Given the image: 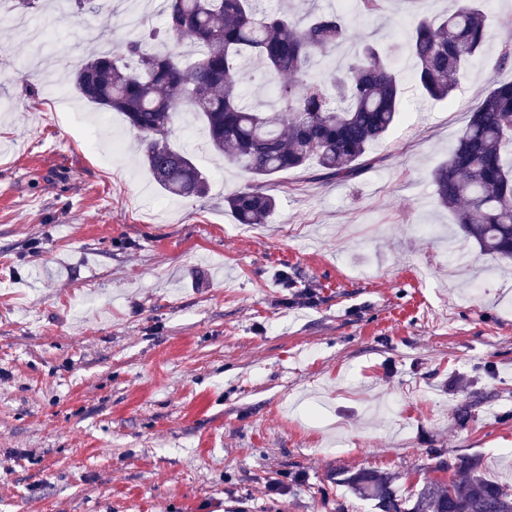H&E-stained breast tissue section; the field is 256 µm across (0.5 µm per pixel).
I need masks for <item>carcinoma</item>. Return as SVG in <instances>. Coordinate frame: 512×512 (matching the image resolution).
<instances>
[{"label":"carcinoma","mask_w":512,"mask_h":512,"mask_svg":"<svg viewBox=\"0 0 512 512\" xmlns=\"http://www.w3.org/2000/svg\"><path fill=\"white\" fill-rule=\"evenodd\" d=\"M386 0H355L357 16L379 14ZM69 13H94L104 4L63 0ZM163 35L192 42L184 55L155 53L142 31L118 49L95 48L73 69L75 93L103 112L122 114L139 137L141 159L172 198L204 197L206 174L188 150L170 143L187 114L198 121L209 150L250 174L253 183L224 197L239 224H266L277 200L269 185L288 171L313 165L323 179L350 181L372 164L369 155L401 120L407 87L375 41L341 64H314L349 38L351 16L299 15L271 0H160ZM487 37L480 5L441 17L424 16L410 30L407 49L414 86L447 100ZM265 65L272 105L248 101L241 83L250 62ZM440 206L456 217L482 251L512 263V81H500L471 108L448 160L432 173ZM402 498L393 477L362 469L341 482L378 512H512V489L487 479L481 459L460 457Z\"/></svg>","instance_id":"carcinoma-1"}]
</instances>
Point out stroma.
<instances>
[{
    "label": "stroma",
    "instance_id": "stroma-1",
    "mask_svg": "<svg viewBox=\"0 0 512 512\" xmlns=\"http://www.w3.org/2000/svg\"><path fill=\"white\" fill-rule=\"evenodd\" d=\"M455 0H387L372 36ZM488 41L449 101L410 90L377 163L347 181L281 174L275 213L224 207L246 174L176 123L206 197L166 200L112 125L41 92L121 10L0 26V512H375L337 473L433 478L476 455L512 487V265L467 238L431 173L512 42V0H484Z\"/></svg>",
    "mask_w": 512,
    "mask_h": 512
}]
</instances>
